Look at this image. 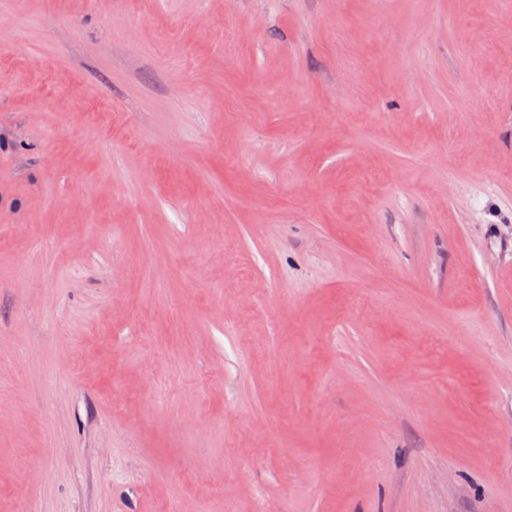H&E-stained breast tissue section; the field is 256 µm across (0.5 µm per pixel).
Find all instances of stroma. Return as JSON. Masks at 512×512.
<instances>
[{"instance_id":"obj_1","label":"stroma","mask_w":512,"mask_h":512,"mask_svg":"<svg viewBox=\"0 0 512 512\" xmlns=\"http://www.w3.org/2000/svg\"><path fill=\"white\" fill-rule=\"evenodd\" d=\"M0 512H512V0H0Z\"/></svg>"}]
</instances>
